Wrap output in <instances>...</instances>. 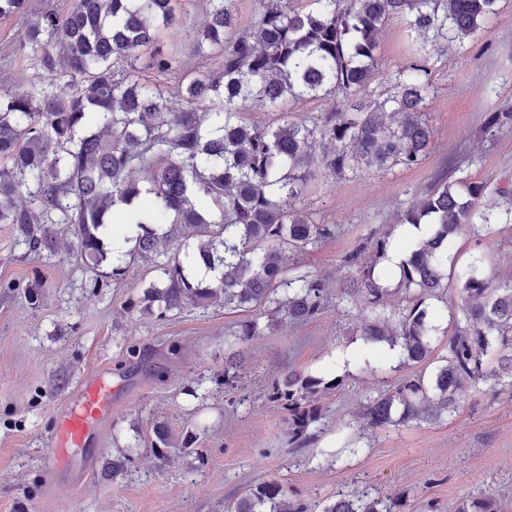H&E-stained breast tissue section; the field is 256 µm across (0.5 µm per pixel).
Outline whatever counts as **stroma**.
Here are the masks:
<instances>
[{
	"label": "stroma",
	"instance_id": "1",
	"mask_svg": "<svg viewBox=\"0 0 512 512\" xmlns=\"http://www.w3.org/2000/svg\"><path fill=\"white\" fill-rule=\"evenodd\" d=\"M72 0H27L25 11L0 17V91L23 94L46 73L19 52L35 15L67 11ZM207 0H179L181 74L215 73L217 59L200 56L193 37L203 28ZM405 19L381 27L374 96L395 89L411 60ZM424 119L433 149L417 166L385 172L361 168L334 175L315 170L301 195L286 200L331 233L296 254L301 270L326 278L329 303L317 318H282L266 336L225 342L245 315L223 300L188 306L164 320L129 311L154 279L153 265L129 262L115 283L85 270L72 227L51 225V256L28 251L12 225L0 224V512H225L245 490L275 481L289 497L323 508L341 493L369 492L399 500L401 512H455L467 496L486 495L512 512V392L495 380L469 389L457 413L439 421L382 431L362 430L366 398L396 386L413 369L387 345L368 347L361 336L368 310L362 298L342 299L351 272L345 255L369 233L395 223L441 177L512 186V129L483 130L486 113L512 109V0L474 35L432 52ZM164 84L177 93L180 76ZM512 282V223L491 222L457 235L448 266V316L436 321L435 356L446 354L450 314L462 301L455 289L472 263ZM240 359L238 377L225 379L224 361ZM132 372L104 428L101 468L76 488L57 490L43 479L46 436L56 409L90 371ZM326 370L340 386L322 395L323 419L297 448L288 442V413L267 398L286 371ZM175 444L167 461L152 448L154 424ZM127 457L125 472L107 466Z\"/></svg>",
	"mask_w": 512,
	"mask_h": 512
}]
</instances>
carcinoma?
Listing matches in <instances>:
<instances>
[{
	"instance_id": "cac0c4a2",
	"label": "carcinoma",
	"mask_w": 512,
	"mask_h": 512,
	"mask_svg": "<svg viewBox=\"0 0 512 512\" xmlns=\"http://www.w3.org/2000/svg\"><path fill=\"white\" fill-rule=\"evenodd\" d=\"M196 36L197 51L222 58L216 74L190 78L173 103L160 77L179 70L178 47L164 41L179 33L176 0H73L64 14L29 20L21 51L48 73L49 83L30 95L0 94V224H11L29 251L51 250L47 225L74 227L80 255L110 277L123 279L132 256L152 262L158 277L130 310L163 320L187 305L217 298L254 316L233 337L247 342L285 316L296 323L325 308L324 279L290 266L288 251L318 244L328 228L282 207L302 193L320 164L342 174L361 166L412 168L430 152L432 131L420 118L429 93L426 65L398 72L396 91L370 94L383 22L406 16L422 35L462 39L494 13L497 0H256L254 25L243 28L237 0H209ZM66 80L68 92L53 90ZM343 98L341 111L322 113L308 126L288 111L291 99ZM254 101L278 113L274 125L244 122L239 106ZM512 127V111L489 112L484 131ZM335 146L319 159L316 139ZM135 169L145 178L135 180ZM485 185L441 181L401 215L399 225H426L412 239L394 275L409 295L397 320L386 317L388 289L376 272L393 245L394 228L373 231L344 257L356 269L348 293L363 298L370 316L364 343L399 347L419 371L367 399L361 418L373 431L432 422L457 410L465 393L485 377V357L500 353L512 371V284L498 285L476 264L459 279L465 298L447 340V355L425 377L437 315L427 303L448 288L445 266L461 226L479 218ZM141 203V232L127 253L108 254L102 239L121 205ZM196 240L193 251L159 250L173 235ZM323 371H288L275 378L268 400L288 411L291 443L306 442L322 419L320 394L339 387ZM155 454L168 459L170 434L153 428ZM230 512H308L269 481L248 489ZM323 512H397L396 501L339 495ZM455 512H496L493 498L468 497Z\"/></svg>"
}]
</instances>
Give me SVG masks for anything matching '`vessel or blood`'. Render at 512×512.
<instances>
[{
  "label": "vessel or blood",
  "mask_w": 512,
  "mask_h": 512,
  "mask_svg": "<svg viewBox=\"0 0 512 512\" xmlns=\"http://www.w3.org/2000/svg\"><path fill=\"white\" fill-rule=\"evenodd\" d=\"M116 391L111 372L98 368L88 373L59 407L56 424L47 438L50 451L44 461L52 484L75 486L97 465L93 450L112 418Z\"/></svg>",
  "instance_id": "1"
}]
</instances>
